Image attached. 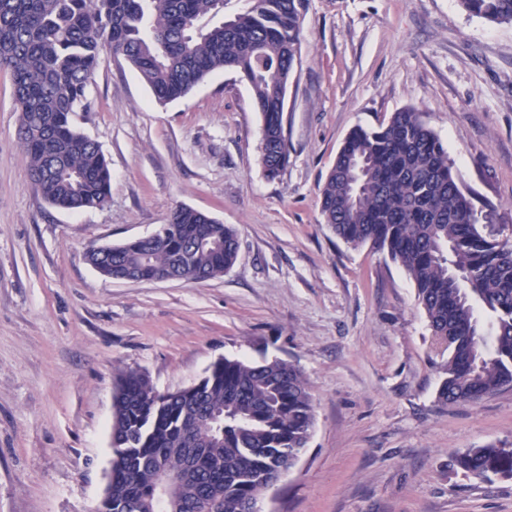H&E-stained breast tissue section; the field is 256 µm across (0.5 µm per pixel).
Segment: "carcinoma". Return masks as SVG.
Returning <instances> with one entry per match:
<instances>
[{
    "instance_id": "cac0c4a2",
    "label": "carcinoma",
    "mask_w": 512,
    "mask_h": 512,
    "mask_svg": "<svg viewBox=\"0 0 512 512\" xmlns=\"http://www.w3.org/2000/svg\"><path fill=\"white\" fill-rule=\"evenodd\" d=\"M466 13L512 25V0H457ZM305 0H247L224 14L217 0H0V69L11 71L19 139L30 181L50 205L101 208L112 176L98 143L73 116L86 109L90 79L108 45L159 102L187 95L230 70L250 87L262 116L261 162L269 179L288 162L285 89L300 56ZM321 215L352 247L365 244L401 265L415 285L446 356L438 401H477L512 388V241L479 224L437 134L414 107L376 128L353 129L321 188ZM238 257L235 230L189 206L176 208L158 236L104 250L87 262L112 278L128 268L199 282L220 277ZM494 320L485 341L476 307ZM315 405L303 372L282 360L224 358L197 383L160 393L143 374H121L113 394L112 507L96 512H252L279 470L307 446ZM191 476L160 509L158 472ZM453 466L464 474L512 478V448H469Z\"/></svg>"
}]
</instances>
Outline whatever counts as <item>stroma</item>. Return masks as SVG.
I'll use <instances>...</instances> for the list:
<instances>
[{
	"label": "stroma",
	"mask_w": 512,
	"mask_h": 512,
	"mask_svg": "<svg viewBox=\"0 0 512 512\" xmlns=\"http://www.w3.org/2000/svg\"><path fill=\"white\" fill-rule=\"evenodd\" d=\"M87 103L76 126L100 145L111 196L69 212L29 181L0 71V512H94L119 375L174 391L225 357L296 365L316 405L307 448L262 512H512V479L452 465L468 448H512V388L440 405L441 356L408 275L320 213L350 131L412 106L512 239V25L456 0H307L283 112L288 164L274 180L234 72L161 104L111 56ZM181 205L235 229L223 276L125 282L86 261L89 246L148 237Z\"/></svg>",
	"instance_id": "1"
}]
</instances>
